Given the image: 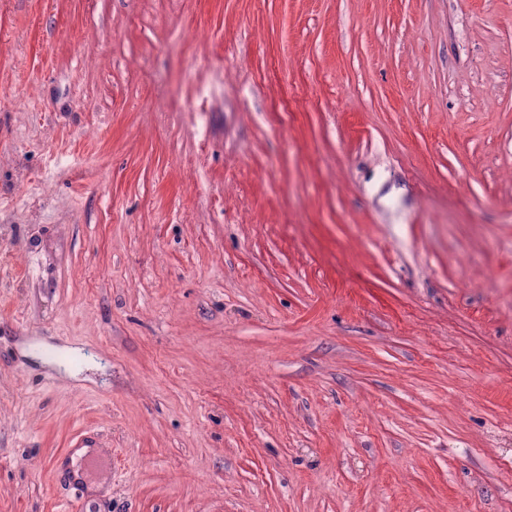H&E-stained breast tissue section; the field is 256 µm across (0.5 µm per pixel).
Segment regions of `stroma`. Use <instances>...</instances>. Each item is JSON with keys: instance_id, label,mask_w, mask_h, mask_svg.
Listing matches in <instances>:
<instances>
[{"instance_id": "obj_1", "label": "stroma", "mask_w": 512, "mask_h": 512, "mask_svg": "<svg viewBox=\"0 0 512 512\" xmlns=\"http://www.w3.org/2000/svg\"><path fill=\"white\" fill-rule=\"evenodd\" d=\"M70 504L512 512V0H0V512Z\"/></svg>"}]
</instances>
